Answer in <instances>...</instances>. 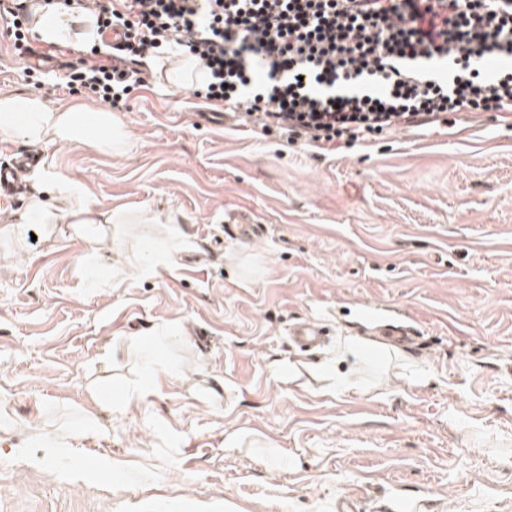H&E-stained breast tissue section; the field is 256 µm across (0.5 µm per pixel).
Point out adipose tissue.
<instances>
[{"label":"adipose tissue","instance_id":"adipose-tissue-1","mask_svg":"<svg viewBox=\"0 0 512 512\" xmlns=\"http://www.w3.org/2000/svg\"><path fill=\"white\" fill-rule=\"evenodd\" d=\"M33 31L49 43L91 42L97 37L92 19L73 16L54 5L39 11ZM0 137L47 144L90 142L111 154L122 153L128 143L124 128L111 112L79 105L57 108L29 96H0ZM57 191L76 223H111V216L99 213L81 185L64 183Z\"/></svg>","mask_w":512,"mask_h":512}]
</instances>
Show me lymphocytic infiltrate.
<instances>
[{
    "label": "lymphocytic infiltrate",
    "instance_id": "obj_1",
    "mask_svg": "<svg viewBox=\"0 0 512 512\" xmlns=\"http://www.w3.org/2000/svg\"><path fill=\"white\" fill-rule=\"evenodd\" d=\"M58 2L119 32L122 59L81 58L64 78L112 107L141 65L174 54L200 63L206 99L241 125L318 150L512 112V0Z\"/></svg>",
    "mask_w": 512,
    "mask_h": 512
}]
</instances>
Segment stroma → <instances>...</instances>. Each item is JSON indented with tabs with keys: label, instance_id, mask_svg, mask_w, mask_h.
Here are the masks:
<instances>
[{
	"label": "stroma",
	"instance_id": "1",
	"mask_svg": "<svg viewBox=\"0 0 512 512\" xmlns=\"http://www.w3.org/2000/svg\"><path fill=\"white\" fill-rule=\"evenodd\" d=\"M22 66L0 18V96L85 103ZM144 81L113 112L126 152L40 146L0 201V512H335L396 489L512 512V119L323 155L236 125L160 65ZM61 181L127 224L86 234ZM37 185L56 222L11 223ZM149 239L174 250L134 273ZM368 304L421 336L362 328ZM302 318L329 328L320 351L290 347ZM348 336L365 349L337 356ZM149 342L166 375L143 369ZM90 420L104 438H67Z\"/></svg>",
	"mask_w": 512,
	"mask_h": 512
}]
</instances>
